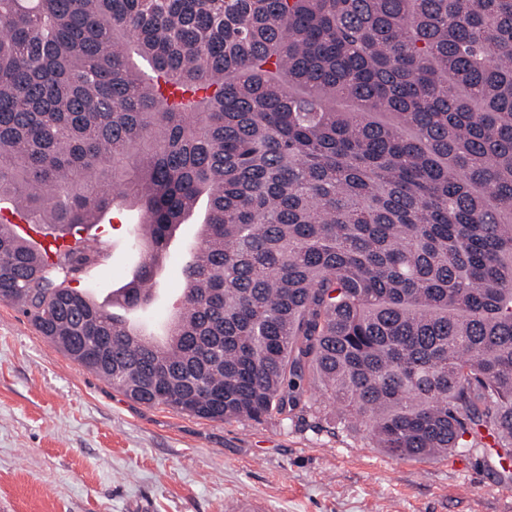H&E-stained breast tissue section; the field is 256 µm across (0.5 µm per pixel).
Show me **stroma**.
<instances>
[{
  "instance_id": "obj_1",
  "label": "stroma",
  "mask_w": 512,
  "mask_h": 512,
  "mask_svg": "<svg viewBox=\"0 0 512 512\" xmlns=\"http://www.w3.org/2000/svg\"><path fill=\"white\" fill-rule=\"evenodd\" d=\"M138 212L118 204L83 232L112 242L98 303L128 282ZM199 225H180L159 278L183 291ZM507 466L457 451L424 463L373 447L364 424L223 422L135 402L51 346L0 302V512H229L245 494L271 512H512L487 488Z\"/></svg>"
}]
</instances>
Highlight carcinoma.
Returning a JSON list of instances; mask_svg holds the SVG:
<instances>
[{
	"label": "carcinoma",
	"mask_w": 512,
	"mask_h": 512,
	"mask_svg": "<svg viewBox=\"0 0 512 512\" xmlns=\"http://www.w3.org/2000/svg\"><path fill=\"white\" fill-rule=\"evenodd\" d=\"M4 198L137 207L125 310L204 206L165 356L69 286L96 249L0 230V301L130 399L512 460V0H0Z\"/></svg>",
	"instance_id": "carcinoma-1"
}]
</instances>
